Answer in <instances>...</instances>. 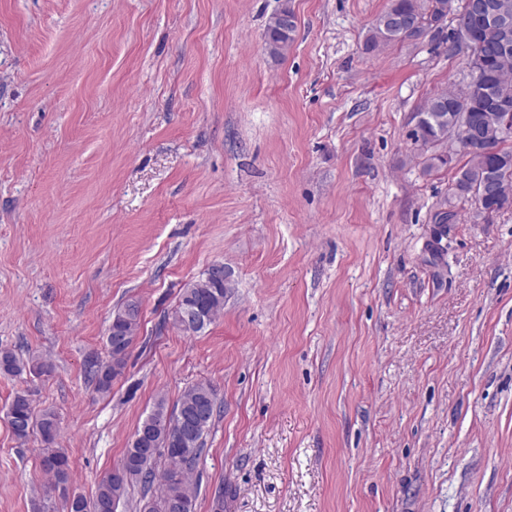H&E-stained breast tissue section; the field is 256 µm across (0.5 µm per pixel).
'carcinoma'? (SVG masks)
Wrapping results in <instances>:
<instances>
[{
	"label": "carcinoma",
	"mask_w": 512,
	"mask_h": 512,
	"mask_svg": "<svg viewBox=\"0 0 512 512\" xmlns=\"http://www.w3.org/2000/svg\"><path fill=\"white\" fill-rule=\"evenodd\" d=\"M289 11L288 6H283L267 24L265 44L273 56L283 55L294 41L297 25L282 22V16ZM393 15L413 22L414 28L406 34L412 40L429 33L439 34L446 27L448 17H458L465 30L452 28V42L459 48L469 41L481 46L485 58L479 81H469L457 92L442 90L431 97L420 111L424 120L417 124L414 141L423 147L443 144L450 139L457 142V153L467 157V161L456 171L454 194L472 200L478 205V213L488 217L511 206L512 150H504L500 144L512 138V132L500 129L499 113L493 103L500 100L512 106V49L506 53L497 50L499 31L476 19L469 11L468 0H391L368 31L364 43L366 51L374 52L395 42L383 25L384 17ZM492 171L496 173L499 193L481 203L477 199V188ZM230 288L231 283L222 278L214 280L203 276L183 287L176 311L197 308L211 324L224 308V298ZM140 316V305L136 301L113 312L106 336L108 361L89 364L88 374L98 393L110 392L113 380L123 374L129 350L137 337ZM52 371L53 365L48 361L33 357L24 360L11 350H0L1 375L42 376ZM200 402L209 405L211 412H217L216 394L205 384L186 389L172 409L165 398H158L136 429L120 466L100 482L91 500L79 494L68 495L71 466L68 455L55 447L58 422L54 412L36 414L30 394L18 392L9 406V423L20 442L27 441L33 434L40 436L45 451L43 464L52 473L51 489L64 497L66 512H117L120 500L127 493L128 482L133 480L139 482L146 493L155 481H160L158 493L144 504L143 512H170L169 504L173 501L185 504L184 512H195L196 492L189 484L188 472L202 456L204 434L211 421L203 423L198 433L188 440L184 435V419ZM148 425L152 426L153 440L157 447L164 449L162 456L168 463L160 476L155 473V454L141 451V433Z\"/></svg>",
	"instance_id": "1"
}]
</instances>
